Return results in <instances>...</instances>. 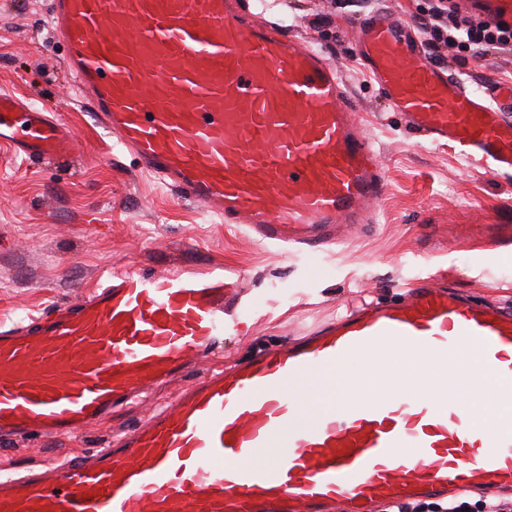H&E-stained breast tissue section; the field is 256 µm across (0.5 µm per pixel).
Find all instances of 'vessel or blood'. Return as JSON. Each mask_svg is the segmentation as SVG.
Returning <instances> with one entry per match:
<instances>
[{"mask_svg":"<svg viewBox=\"0 0 512 512\" xmlns=\"http://www.w3.org/2000/svg\"><path fill=\"white\" fill-rule=\"evenodd\" d=\"M512 27V0H463ZM49 24L79 98L141 172L252 240L319 254L371 223L387 183L373 139L325 51L279 23L249 24L236 0H52ZM356 49L406 126L512 175V82L477 84L432 64L409 23L360 19ZM63 162L80 143L61 115L0 91V142ZM234 271L164 274L104 266L97 288L0 326V443L68 438L160 383L189 390L115 444L0 470V512H374L463 491L512 489V307L445 275L400 301L364 303L226 368L247 330ZM417 349L432 376L397 368ZM478 346L474 362L461 348ZM365 366L360 397L328 374ZM302 399L286 386L318 374ZM269 451L255 465V449Z\"/></svg>","mask_w":512,"mask_h":512,"instance_id":"1","label":"vessel or blood"}]
</instances>
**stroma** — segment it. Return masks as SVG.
<instances>
[{"mask_svg":"<svg viewBox=\"0 0 512 512\" xmlns=\"http://www.w3.org/2000/svg\"><path fill=\"white\" fill-rule=\"evenodd\" d=\"M239 0L250 20L279 19L324 48L373 137L387 192L377 223L311 258L250 239L244 227L221 221L182 200L146 174L136 159L113 149L76 98L63 68L64 45L47 25L50 0H0V89L48 112L62 113L84 150L74 170L17 157L0 143V324L16 313L41 312L97 284L109 263L168 269L173 248L185 265L224 262L252 291L248 331L224 339V361L300 335L361 301H390L421 277L447 270L453 286L494 302L512 300V241L486 236L485 216L512 225V176L473 167L446 147L422 141L390 108L364 70L342 20L382 9L403 20L427 12L432 0ZM454 73L472 82L512 81V57L477 60L456 53ZM198 371L154 387L143 403L115 408L58 451L93 450L119 439L169 403Z\"/></svg>","mask_w":512,"mask_h":512,"instance_id":"obj_1","label":"stroma"}]
</instances>
